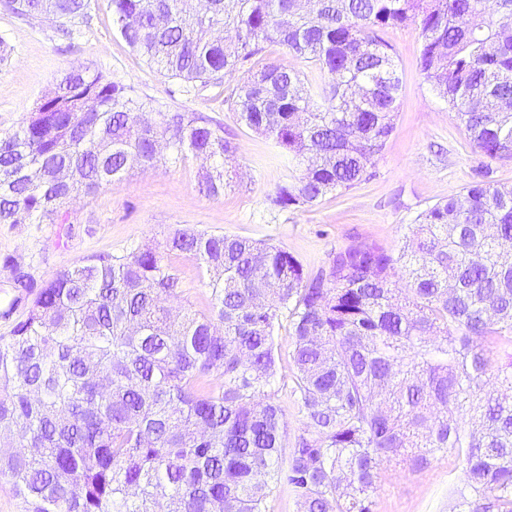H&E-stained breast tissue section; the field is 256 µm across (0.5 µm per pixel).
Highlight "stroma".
<instances>
[{
	"label": "stroma",
	"mask_w": 512,
	"mask_h": 512,
	"mask_svg": "<svg viewBox=\"0 0 512 512\" xmlns=\"http://www.w3.org/2000/svg\"><path fill=\"white\" fill-rule=\"evenodd\" d=\"M402 80L394 130L375 160L370 179L306 208L278 209L267 197L286 181L288 166L273 142L242 123L228 99L251 68L273 63L293 68L297 59L271 44L251 63L226 74L218 87H203L163 75L135 52L112 24L111 0H88L82 18L59 27L37 16L0 9V132L15 130L76 64L107 81L130 88L147 103L145 116L160 121L167 112H201L224 127L236 147L231 179L218 197L199 191L206 162L191 157L177 165L133 172L102 191L72 198L70 222L0 224V339L25 319L36 290L82 259L127 254L156 245L189 224L215 235L265 240L288 251L309 273L328 267L349 247L372 244L397 251L409 224L434 204L463 192L473 182L512 186V161L495 162L470 144L454 112L430 90L419 70L420 41L414 26L386 30ZM184 289L168 303L172 313L209 311L211 296L196 263L175 261ZM28 285L19 287L16 275ZM279 364L271 387L288 424L285 448L306 430V415L292 391L287 326L275 334ZM462 462L456 450L442 453L420 472L397 460L384 462L373 512H457Z\"/></svg>",
	"instance_id": "obj_1"
}]
</instances>
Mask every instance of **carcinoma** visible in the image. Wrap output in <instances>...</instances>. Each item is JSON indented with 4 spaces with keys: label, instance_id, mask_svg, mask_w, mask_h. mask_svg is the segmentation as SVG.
<instances>
[{
    "label": "carcinoma",
    "instance_id": "cac0c4a2",
    "mask_svg": "<svg viewBox=\"0 0 512 512\" xmlns=\"http://www.w3.org/2000/svg\"><path fill=\"white\" fill-rule=\"evenodd\" d=\"M113 25L170 77L220 85L264 45L274 64L231 106L293 166L268 201L311 206L369 179L394 129L401 79L389 28L415 26L419 69L473 147L512 161V0H111ZM86 0H3L53 22ZM127 88L69 69L0 134V224H67L75 193L188 156L224 194L236 147L197 112L152 124ZM167 143L168 153L155 149ZM193 259L209 312L165 307L172 257ZM406 285L396 287L395 278ZM287 316L293 392L307 417L288 460L267 389ZM456 448L461 512H512V187L475 182L423 211L395 253H337L304 272L288 251L185 226L162 249L98 255L42 285L0 340V477L22 512H268L285 481L302 512H372L380 465L420 472Z\"/></svg>",
    "mask_w": 512,
    "mask_h": 512
}]
</instances>
